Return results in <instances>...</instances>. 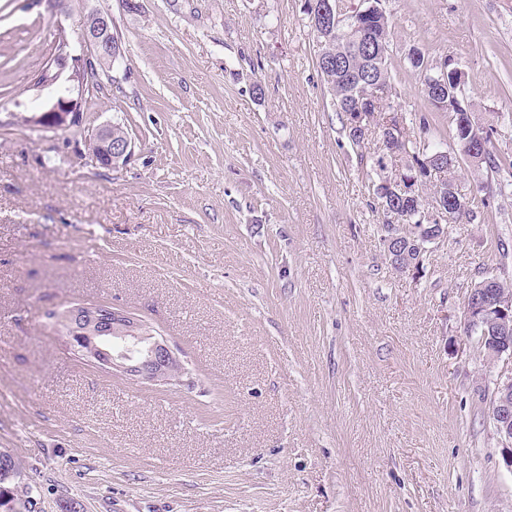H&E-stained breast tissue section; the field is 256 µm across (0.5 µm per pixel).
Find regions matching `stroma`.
Returning a JSON list of instances; mask_svg holds the SVG:
<instances>
[{"instance_id": "1", "label": "stroma", "mask_w": 512, "mask_h": 512, "mask_svg": "<svg viewBox=\"0 0 512 512\" xmlns=\"http://www.w3.org/2000/svg\"><path fill=\"white\" fill-rule=\"evenodd\" d=\"M0 0V451L34 512H512L490 417L506 362L461 323L512 282L506 173L469 166L472 218L416 269L390 266L316 68L305 0ZM394 109L433 145L452 117L410 65L453 58L473 120L512 157V0H383ZM112 16L122 44L78 126L42 129L33 90L57 24ZM123 123L127 163L99 165ZM136 313L185 369L140 384L80 359L49 314ZM124 135L130 136L127 127L120 123L107 124L99 129L95 140L100 145V152L97 154L96 160L101 166L113 168L121 160L125 161L131 156L133 152L131 137H126L119 141L112 140V136L120 138Z\"/></svg>"}]
</instances>
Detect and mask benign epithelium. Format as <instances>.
I'll return each mask as SVG.
<instances>
[{
    "label": "benign epithelium",
    "mask_w": 512,
    "mask_h": 512,
    "mask_svg": "<svg viewBox=\"0 0 512 512\" xmlns=\"http://www.w3.org/2000/svg\"><path fill=\"white\" fill-rule=\"evenodd\" d=\"M382 8V0H360L356 11L346 13L325 0L318 12L320 26H331L336 32L354 36L358 39L370 36L367 19L374 9ZM92 25H84L77 42H72L67 28L58 26L54 40L55 51L49 60V69L45 70L33 84L42 91L54 84L63 73H68L66 80L73 84L77 95L62 94L57 96L50 106L40 115L31 118L36 126L45 129H64L73 127L80 122L82 103L90 98L93 84L101 83V78L112 79L114 64L121 57L120 47L112 43V16L108 13L94 14ZM463 76L464 72L448 59L441 64L438 77L434 78L435 99L433 103L443 105V89L448 86V75ZM355 99L354 111L348 113L353 128L356 129L360 144H365L366 136L374 129L390 130L395 127L398 114L383 113L382 96L371 85L365 84L353 92ZM463 124L471 130L469 138L461 145L442 144L433 150L423 149L417 159L428 164L429 176L435 177L436 201L426 204L419 210L418 222L428 225V233L421 235L415 243L420 252H426L427 245L441 238L443 225L454 223V214L450 204L454 199L448 196L443 174L448 165L438 166L441 161L448 160V152L455 153V160L463 165L470 161L471 155L486 150L487 130H478L470 114L460 115ZM112 126H102L96 141L100 152L96 156L98 163L105 168H113L120 161L127 160L133 152L132 139L126 137L119 141L112 140ZM386 154L381 156L382 178L380 185L387 188L390 194L388 202L382 203L385 217V239L393 249L400 248L398 236L393 232L397 224L405 223L406 217L400 206L394 205L397 196L407 191L406 185L412 178L408 175L411 164L404 162L395 168L388 166L387 158H402L391 139H386ZM112 325L99 327L93 332H84L69 337L70 346L87 361L112 371V374L128 378L134 382L154 383L166 368L178 364L171 348L151 333L146 325L124 308L114 307L111 310ZM494 323L505 327L512 325V295L493 298L485 293V289L470 292L465 304L464 329L468 333L487 336V329ZM494 360L507 359L512 361V336L504 334L495 337L488 348ZM491 416L497 434L512 442V374L502 376L496 381L495 400Z\"/></svg>",
    "instance_id": "7a95c632"
}]
</instances>
